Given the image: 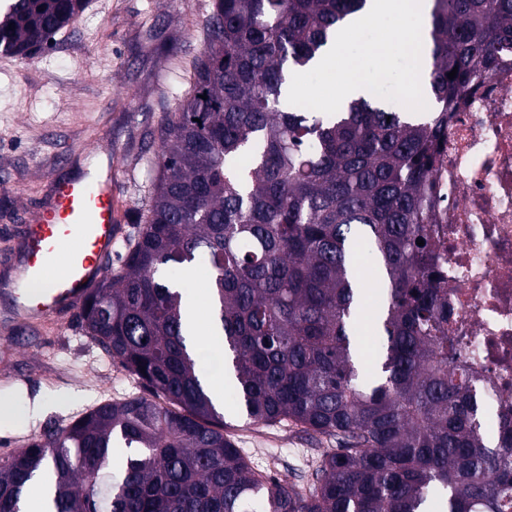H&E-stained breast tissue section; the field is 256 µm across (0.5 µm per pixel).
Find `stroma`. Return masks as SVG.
I'll list each match as a JSON object with an SVG mask.
<instances>
[{
    "label": "stroma",
    "mask_w": 512,
    "mask_h": 512,
    "mask_svg": "<svg viewBox=\"0 0 512 512\" xmlns=\"http://www.w3.org/2000/svg\"><path fill=\"white\" fill-rule=\"evenodd\" d=\"M212 0H89L33 60L0 54V252L13 247L17 214L44 198L60 176L113 159L135 236L134 213L155 177L154 131L174 111L184 69L203 47L200 28ZM111 157H104V150ZM120 362L84 335L79 323L45 344L0 338V403L28 410L0 425V458L68 424L101 402L146 395ZM41 412H33L36 401ZM224 420L237 448L259 470L304 484L329 439L295 424H261L225 392Z\"/></svg>",
    "instance_id": "35a3bbf8"
}]
</instances>
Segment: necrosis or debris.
I'll return each instance as SVG.
<instances>
[{
  "label": "necrosis or debris",
  "instance_id": "obj_1",
  "mask_svg": "<svg viewBox=\"0 0 512 512\" xmlns=\"http://www.w3.org/2000/svg\"><path fill=\"white\" fill-rule=\"evenodd\" d=\"M430 191L457 359L482 378L497 421H512V59L460 99Z\"/></svg>",
  "mask_w": 512,
  "mask_h": 512
}]
</instances>
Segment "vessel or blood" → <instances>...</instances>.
I'll list each match as a JSON object with an SVG mask.
<instances>
[{
  "instance_id": "obj_1",
  "label": "vessel or blood",
  "mask_w": 512,
  "mask_h": 512,
  "mask_svg": "<svg viewBox=\"0 0 512 512\" xmlns=\"http://www.w3.org/2000/svg\"><path fill=\"white\" fill-rule=\"evenodd\" d=\"M111 164L55 182L25 211L17 245L0 254V333L44 334L69 323L108 273L123 233Z\"/></svg>"
}]
</instances>
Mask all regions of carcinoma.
<instances>
[{"mask_svg":"<svg viewBox=\"0 0 512 512\" xmlns=\"http://www.w3.org/2000/svg\"><path fill=\"white\" fill-rule=\"evenodd\" d=\"M432 2L436 110L410 118L370 92L332 115L287 100L290 71L320 59L367 0H213L189 90L158 129L140 232L80 313L151 397L102 402L0 459V512H22L34 488L45 512H512V428L488 443L473 378L448 371L427 228L435 142L462 93L512 54V0ZM86 5L12 0L0 51L34 57ZM198 262L249 418L336 439L305 487L252 467L206 390L170 276ZM372 286L380 349L363 381L355 326Z\"/></svg>","mask_w":512,"mask_h":512,"instance_id":"obj_1","label":"carcinoma"}]
</instances>
